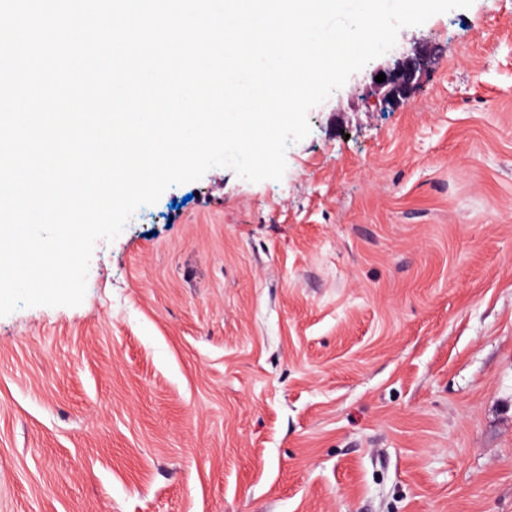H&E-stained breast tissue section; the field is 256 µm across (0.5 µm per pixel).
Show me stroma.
<instances>
[{
    "label": "stroma",
    "mask_w": 512,
    "mask_h": 512,
    "mask_svg": "<svg viewBox=\"0 0 512 512\" xmlns=\"http://www.w3.org/2000/svg\"><path fill=\"white\" fill-rule=\"evenodd\" d=\"M308 119L281 180L171 186L81 305L0 317V512H512V0ZM428 60L430 56L427 54H415L399 61L393 70L383 69L380 73L385 74L386 80L381 83L374 81L372 94L383 104L405 99Z\"/></svg>",
    "instance_id": "obj_1"
}]
</instances>
